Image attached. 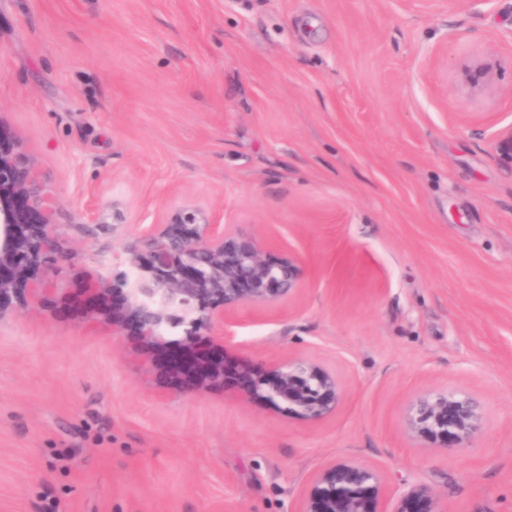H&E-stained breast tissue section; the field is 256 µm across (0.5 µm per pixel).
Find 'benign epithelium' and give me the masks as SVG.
Listing matches in <instances>:
<instances>
[{
	"label": "benign epithelium",
	"instance_id": "benign-epithelium-1",
	"mask_svg": "<svg viewBox=\"0 0 512 512\" xmlns=\"http://www.w3.org/2000/svg\"><path fill=\"white\" fill-rule=\"evenodd\" d=\"M498 61L491 55L462 62L458 86L469 95L494 82ZM493 150L512 163V126L491 135ZM49 189L33 157L0 118V320L12 304L51 300L55 276L69 260L59 225L48 207ZM125 270L86 288L88 302L104 311L112 334L134 338L145 362L172 348L163 368L166 379L193 392L228 386L224 356L193 357L199 347L224 338L228 320L245 306L289 297L306 275L308 262L288 252L272 255L253 237L232 233L208 210L182 206L166 222L150 224L124 249ZM179 329L182 336L168 339ZM235 385L244 399L263 398L307 421L335 411L342 395L336 374L302 358L267 368L244 359ZM486 410L474 395L435 387L407 404L402 427L411 438L429 440L451 455L467 447L485 428ZM299 512H444L424 484L405 489L388 506L383 478L375 468L346 461L329 465L314 478Z\"/></svg>",
	"mask_w": 512,
	"mask_h": 512
}]
</instances>
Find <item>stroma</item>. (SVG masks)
<instances>
[{
    "instance_id": "stroma-1",
    "label": "stroma",
    "mask_w": 512,
    "mask_h": 512,
    "mask_svg": "<svg viewBox=\"0 0 512 512\" xmlns=\"http://www.w3.org/2000/svg\"><path fill=\"white\" fill-rule=\"evenodd\" d=\"M482 55L501 69L469 99L454 67ZM461 112L512 125V0H0V117L74 255L61 296L0 320V512H297L343 460L392 500L512 512V165ZM183 205L308 261L224 358L310 359L334 413L166 385V351L88 318V284ZM431 387L485 405L452 456L402 429Z\"/></svg>"
}]
</instances>
